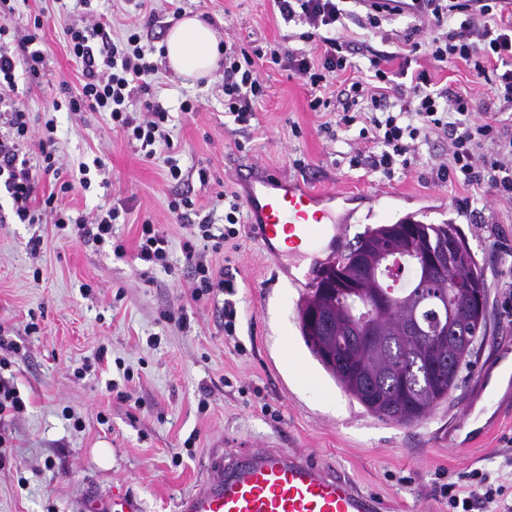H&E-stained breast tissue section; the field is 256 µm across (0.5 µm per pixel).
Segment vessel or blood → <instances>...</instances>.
I'll return each mask as SVG.
<instances>
[{
    "label": "vessel or blood",
    "mask_w": 512,
    "mask_h": 512,
    "mask_svg": "<svg viewBox=\"0 0 512 512\" xmlns=\"http://www.w3.org/2000/svg\"><path fill=\"white\" fill-rule=\"evenodd\" d=\"M246 221L269 251L281 239L295 246L328 242L344 249V227L332 224L331 194L265 169L247 167ZM179 512H384L380 499L348 477L289 449L219 456L200 484L180 501Z\"/></svg>",
    "instance_id": "obj_1"
}]
</instances>
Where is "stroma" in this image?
<instances>
[{"mask_svg":"<svg viewBox=\"0 0 512 512\" xmlns=\"http://www.w3.org/2000/svg\"><path fill=\"white\" fill-rule=\"evenodd\" d=\"M183 13L206 14L217 38L246 48L300 49L305 25L285 21L273 0H178ZM13 24L44 20L42 77L20 79L15 105L33 125L52 113L57 126L60 178L75 189L60 197L73 214H92L124 202L111 242L97 245L62 236L53 224H20L9 198L0 199V336L19 347L0 351V378L25 402L0 419V512H84L88 501L125 492L137 512H179L213 449L288 448L316 454L322 465L347 474L363 491L401 512H446L436 497L438 474L495 470L505 439L512 438V400L489 403L479 379L496 367V353L512 345V313L501 304L512 289V206L488 187L435 183L427 164L383 180L349 164L358 127L330 140L321 126L336 121L341 92L367 67L369 51H394L398 35L416 25L394 15L379 29L362 28V0H346L342 36L351 69L329 77V111L315 112L298 79L269 63L259 66L265 94L251 127L242 130L224 113L223 72L186 83L158 58L157 97L172 116L171 141L152 158L112 130L107 115L74 116L54 110L60 85L78 89L81 70L69 52L67 27L81 12L77 0H17ZM434 86L468 90L477 105L495 99L491 83L465 62L429 65ZM198 103L181 113L185 99ZM102 158L104 173L78 185L79 166ZM304 160L297 168L296 160ZM259 165L317 190L336 191L347 238L410 217L425 224H457L465 234L488 291L486 340L461 373L462 382L425 419L384 422L347 396L304 344L299 287L313 262L309 249L266 252L248 225L219 251L212 266L234 281L224 293L193 299L181 248L184 228L169 209L170 166H179L195 206L190 223L224 221L222 191L241 192L238 174ZM207 182H200L199 171ZM172 241L173 272L137 257L144 221ZM39 240L31 250V240ZM238 312L236 339L224 338V302ZM485 409V435L465 442L469 407ZM193 447H185L186 439ZM108 443L109 466L96 444Z\"/></svg>","mask_w":512,"mask_h":512,"instance_id":"stroma-1","label":"stroma"}]
</instances>
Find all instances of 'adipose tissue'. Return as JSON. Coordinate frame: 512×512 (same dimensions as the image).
I'll use <instances>...</instances> for the list:
<instances>
[{"instance_id":"obj_1","label":"adipose tissue","mask_w":512,"mask_h":512,"mask_svg":"<svg viewBox=\"0 0 512 512\" xmlns=\"http://www.w3.org/2000/svg\"><path fill=\"white\" fill-rule=\"evenodd\" d=\"M165 56L176 73L197 80L218 69L221 50L210 25L200 15L190 14L170 28L165 42Z\"/></svg>"}]
</instances>
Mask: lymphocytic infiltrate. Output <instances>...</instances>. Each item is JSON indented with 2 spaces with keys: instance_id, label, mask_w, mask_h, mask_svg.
Wrapping results in <instances>:
<instances>
[{
  "instance_id": "f902f5d3",
  "label": "lymphocytic infiltrate",
  "mask_w": 512,
  "mask_h": 512,
  "mask_svg": "<svg viewBox=\"0 0 512 512\" xmlns=\"http://www.w3.org/2000/svg\"><path fill=\"white\" fill-rule=\"evenodd\" d=\"M342 0H274L279 13L288 19L302 20L307 26L303 49L273 47L247 51L234 42L224 44V111L235 124L249 126L255 117L254 104L264 86L254 64L265 59L288 71L314 90L311 109L329 107V100L317 91L330 74L346 71L350 62L337 31L346 16ZM505 0H399L388 7L370 0L365 15L367 28H378L382 19L406 14L428 30L426 40L404 38L395 52L400 64L396 71L382 67L383 55L369 58L368 76L354 80L345 91V102L338 125L358 126V144L349 159L350 166L363 167L382 177H394L416 162L421 142L429 134L448 141V158L432 163L437 182L455 179L468 185H486L494 189L499 201L512 203V127L500 114L512 110V20L489 25L494 9ZM15 13L12 0H0V186L12 201L15 216L23 224L41 223L51 216L58 229L76 225L80 239L101 244L111 239L112 226L120 216L119 208L91 217H72L57 203L58 194L72 190L62 181L58 193L49 194L42 209L32 206L37 175L27 160L21 159V143L36 140L41 172L60 177L62 166L57 155V128L47 119L42 131H35L27 112L15 105L18 74L38 79L44 63L38 32L41 18H34L26 29H11ZM166 14L164 5L150 8L144 21L128 24L123 35L111 38L106 22L83 16L67 28L70 52L82 71L81 88L67 96L66 108L73 113L87 110L108 113L113 129L128 141L139 142L146 156L153 147L169 139V112L155 100L157 64L147 61L144 33ZM453 64L464 61L477 77L490 82L499 102L495 112H477L475 102L462 89L432 88L425 68H412L416 57ZM400 99L399 111L388 110L387 98ZM142 109H133L135 99ZM40 172V173H41ZM240 204L231 198L224 215V228L212 224L198 227L199 242L184 241L182 251L191 268L190 295L199 299L222 291L224 334L234 337L237 310L231 300L236 289L205 256L206 248H220L237 235ZM503 469L491 473L481 469L465 471L457 480L442 485L440 498L448 512H473L482 506L486 512H512V448L502 452Z\"/></svg>"
}]
</instances>
